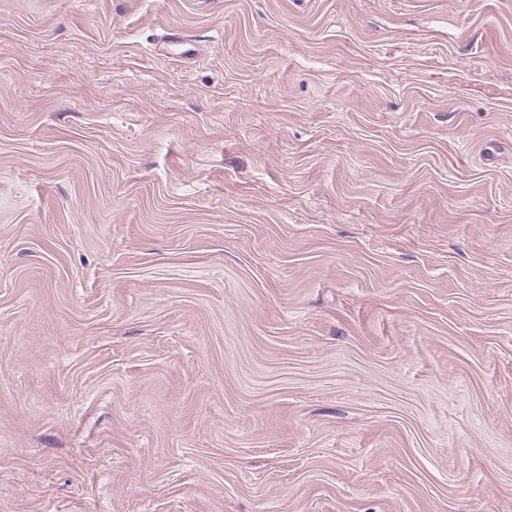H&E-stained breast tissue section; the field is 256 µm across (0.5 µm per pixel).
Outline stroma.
<instances>
[{
    "label": "stroma",
    "mask_w": 512,
    "mask_h": 512,
    "mask_svg": "<svg viewBox=\"0 0 512 512\" xmlns=\"http://www.w3.org/2000/svg\"><path fill=\"white\" fill-rule=\"evenodd\" d=\"M0 512H512V0H0Z\"/></svg>",
    "instance_id": "obj_1"
}]
</instances>
